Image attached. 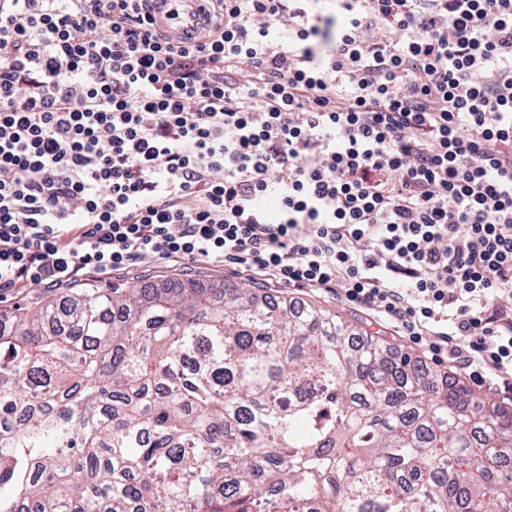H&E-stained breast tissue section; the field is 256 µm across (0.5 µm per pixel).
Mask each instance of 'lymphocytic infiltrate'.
Wrapping results in <instances>:
<instances>
[{
  "mask_svg": "<svg viewBox=\"0 0 512 512\" xmlns=\"http://www.w3.org/2000/svg\"><path fill=\"white\" fill-rule=\"evenodd\" d=\"M308 2L0 0V295L220 257L512 395V0ZM150 1L148 12L153 27L194 42L210 22L208 1L214 0H143Z\"/></svg>",
  "mask_w": 512,
  "mask_h": 512,
  "instance_id": "f902f5d3",
  "label": "lymphocytic infiltrate"
}]
</instances>
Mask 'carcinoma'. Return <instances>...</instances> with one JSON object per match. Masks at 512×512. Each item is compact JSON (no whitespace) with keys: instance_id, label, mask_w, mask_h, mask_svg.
Segmentation results:
<instances>
[{"instance_id":"carcinoma-1","label":"carcinoma","mask_w":512,"mask_h":512,"mask_svg":"<svg viewBox=\"0 0 512 512\" xmlns=\"http://www.w3.org/2000/svg\"><path fill=\"white\" fill-rule=\"evenodd\" d=\"M0 512H512V406L192 278L0 312Z\"/></svg>"}]
</instances>
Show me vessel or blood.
<instances>
[{
	"label": "vessel or blood",
	"mask_w": 512,
	"mask_h": 512,
	"mask_svg": "<svg viewBox=\"0 0 512 512\" xmlns=\"http://www.w3.org/2000/svg\"><path fill=\"white\" fill-rule=\"evenodd\" d=\"M148 12L154 28L194 42L210 22L208 0H150Z\"/></svg>",
	"instance_id": "obj_1"
}]
</instances>
